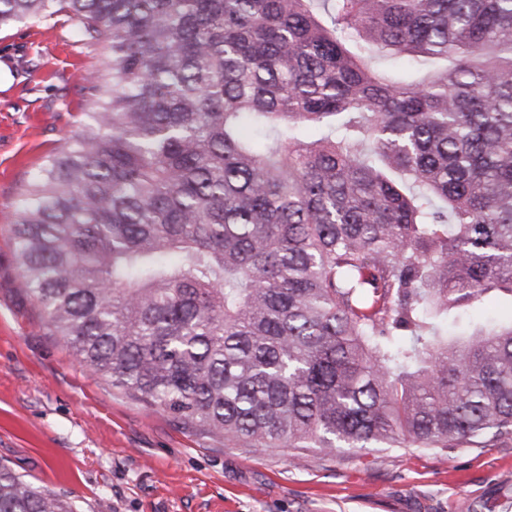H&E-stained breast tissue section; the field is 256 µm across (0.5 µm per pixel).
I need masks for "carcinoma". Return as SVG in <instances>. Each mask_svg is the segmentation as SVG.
<instances>
[{"label": "carcinoma", "mask_w": 512, "mask_h": 512, "mask_svg": "<svg viewBox=\"0 0 512 512\" xmlns=\"http://www.w3.org/2000/svg\"><path fill=\"white\" fill-rule=\"evenodd\" d=\"M56 17L104 63L10 226L80 362L226 445L512 440V0H0Z\"/></svg>", "instance_id": "carcinoma-1"}]
</instances>
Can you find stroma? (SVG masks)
<instances>
[{"mask_svg":"<svg viewBox=\"0 0 512 512\" xmlns=\"http://www.w3.org/2000/svg\"><path fill=\"white\" fill-rule=\"evenodd\" d=\"M58 22L0 33V463L75 512H512V442L406 448L224 446L75 360L26 292L6 213L74 136V68L100 66Z\"/></svg>","mask_w":512,"mask_h":512,"instance_id":"stroma-1","label":"stroma"}]
</instances>
